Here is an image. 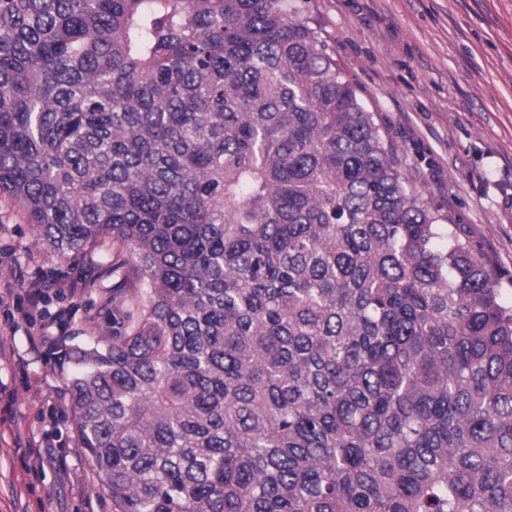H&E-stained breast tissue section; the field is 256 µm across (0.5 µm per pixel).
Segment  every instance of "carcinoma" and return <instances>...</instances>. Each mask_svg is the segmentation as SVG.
I'll return each mask as SVG.
<instances>
[{
	"label": "carcinoma",
	"mask_w": 512,
	"mask_h": 512,
	"mask_svg": "<svg viewBox=\"0 0 512 512\" xmlns=\"http://www.w3.org/2000/svg\"><path fill=\"white\" fill-rule=\"evenodd\" d=\"M0 192L112 241L59 352L112 512H512V296L297 0H0Z\"/></svg>",
	"instance_id": "1"
}]
</instances>
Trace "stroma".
Here are the masks:
<instances>
[{
    "label": "stroma",
    "mask_w": 512,
    "mask_h": 512,
    "mask_svg": "<svg viewBox=\"0 0 512 512\" xmlns=\"http://www.w3.org/2000/svg\"><path fill=\"white\" fill-rule=\"evenodd\" d=\"M363 91L409 190L467 225L512 279V0H299ZM0 251L15 272L58 280L38 318L88 340L112 329L111 247L63 261L0 196ZM85 279L71 298L65 288ZM0 306V512H112L73 431L65 376ZM61 448L65 461L53 450Z\"/></svg>",
    "instance_id": "35a3bbf8"
}]
</instances>
